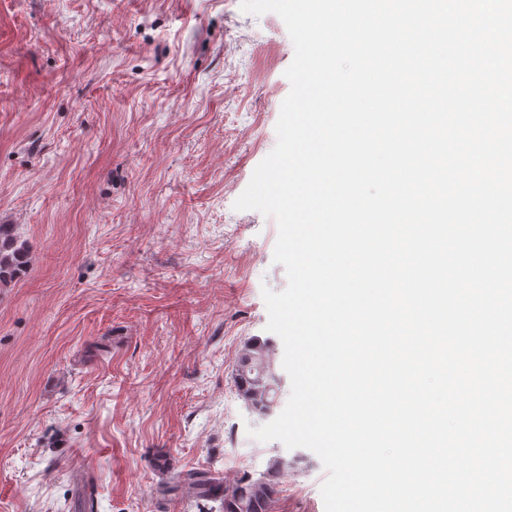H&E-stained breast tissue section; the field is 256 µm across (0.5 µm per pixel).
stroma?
Returning <instances> with one entry per match:
<instances>
[{"instance_id": "1", "label": "stroma", "mask_w": 512, "mask_h": 512, "mask_svg": "<svg viewBox=\"0 0 512 512\" xmlns=\"http://www.w3.org/2000/svg\"><path fill=\"white\" fill-rule=\"evenodd\" d=\"M294 46L241 0H0V512H212L165 474L291 459L233 382L287 276L237 198L277 143ZM240 88L229 99V84ZM171 465L159 473L155 459ZM275 512H325L318 456ZM30 267V252L14 224H0V285H5Z\"/></svg>"}]
</instances>
